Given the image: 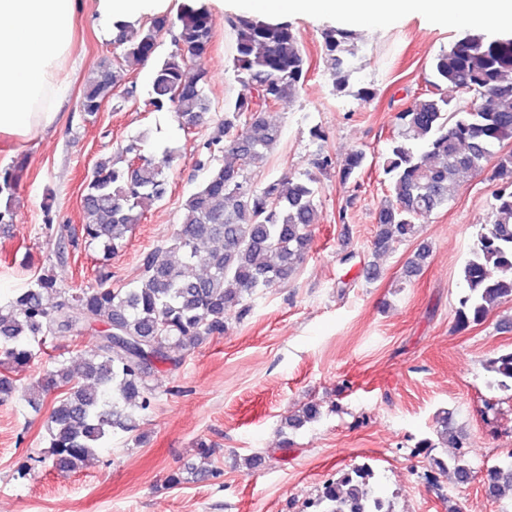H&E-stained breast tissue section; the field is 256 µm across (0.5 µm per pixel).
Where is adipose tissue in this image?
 Returning a JSON list of instances; mask_svg holds the SVG:
<instances>
[{"label":"adipose tissue","mask_w":512,"mask_h":512,"mask_svg":"<svg viewBox=\"0 0 512 512\" xmlns=\"http://www.w3.org/2000/svg\"><path fill=\"white\" fill-rule=\"evenodd\" d=\"M75 0H0V135L27 137L53 126L66 89ZM265 14H331L371 32L413 12L447 27L512 29V0H244Z\"/></svg>","instance_id":"ef3b65f1"}]
</instances>
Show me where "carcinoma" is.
Returning <instances> with one entry per match:
<instances>
[{
    "label": "carcinoma",
    "mask_w": 512,
    "mask_h": 512,
    "mask_svg": "<svg viewBox=\"0 0 512 512\" xmlns=\"http://www.w3.org/2000/svg\"><path fill=\"white\" fill-rule=\"evenodd\" d=\"M234 34L232 70L243 93L224 105V116L198 150L194 166L204 172L182 207L180 222L168 247L143 258V275L131 288L114 287L107 276L86 288H64L43 274L0 304V399L19 392L7 373L29 365L33 345L56 336L79 337L94 331L89 349L66 358H50L37 389L22 399L37 410L53 390L49 416V459L61 472L80 468L105 439L120 429L136 427L139 413L149 410L155 395L152 380L163 366H174L176 350H191L211 336H221L228 312L250 311L249 300L276 283L290 280L307 255L311 228L319 221L315 202L317 177L305 172L258 187L248 169L261 166L281 137L279 126L264 109L294 99L309 71L293 27L241 15L230 21ZM215 22L201 0H184L177 22L159 15L135 29L118 23L113 43L121 53L84 85L80 108L92 116L103 101L126 99L133 88H120L118 70L155 56L160 38L172 36V50L154 66L148 105L167 109L183 130L200 125L210 111L206 72ZM324 62L334 90L348 92L354 69V33L343 28L322 32ZM434 91L418 96L397 115L399 130L382 157L383 173L394 199L378 210L375 251L416 233L415 220L448 205L457 181L483 167L493 148L512 140V39L489 40L466 34L433 62ZM443 86L470 94L451 104L438 93ZM125 157L98 161L82 200L81 235L59 241L57 258L79 243L108 261L125 245L127 234L144 217L143 207L167 193L164 168L180 159L166 147L161 159L142 154L137 142L123 148ZM368 156L353 151L339 171L342 184L359 187ZM20 167L0 168V228L14 221L12 201ZM501 188L491 219L475 240L462 274L466 288L455 311L466 329L482 323L490 308L512 302V152L498 156ZM490 385L512 392V349L489 358ZM321 406L309 402L285 419L298 428L318 419ZM453 448L447 458L432 454ZM465 436L448 428V412L438 417L435 439L418 442L414 453L429 458L428 481L436 486L448 476H471ZM493 473L489 497L512 495V453L488 466ZM218 469L175 472L169 482L206 480ZM378 475L364 461L327 480L306 503L314 512H371Z\"/></svg>",
    "instance_id": "obj_1"
}]
</instances>
